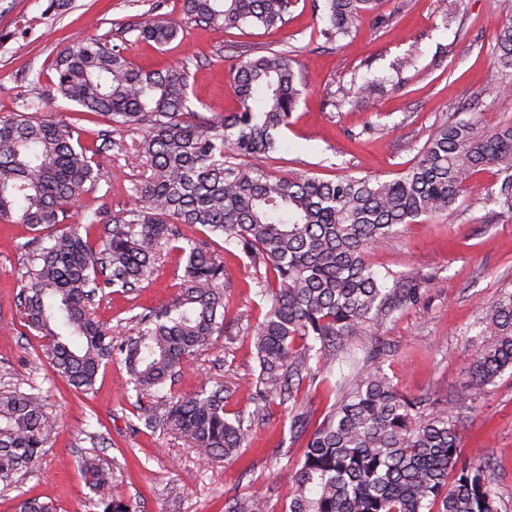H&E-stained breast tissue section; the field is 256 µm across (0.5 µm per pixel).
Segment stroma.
Listing matches in <instances>:
<instances>
[{"label":"stroma","instance_id":"35a3bbf8","mask_svg":"<svg viewBox=\"0 0 512 512\" xmlns=\"http://www.w3.org/2000/svg\"><path fill=\"white\" fill-rule=\"evenodd\" d=\"M50 0H0V118L19 111L22 100L40 104L42 115H78L81 140L100 148L98 189L72 209L79 224L85 209L120 216L134 205V185L143 170L128 145L104 144L109 121L76 114L75 107L51 88V64L72 42L109 32L116 22L150 18L182 21L180 0H66L49 11ZM397 11L392 28L364 19L350 37L329 43L318 35L322 21L312 0H299L277 29L246 27L229 32L185 24L182 40L158 48L124 35L125 55L143 67L186 63L189 98L204 113L236 111L233 72L241 50L295 52L303 95L282 133L283 146L268 165L278 175L306 171L323 179L351 174L397 177L417 158L434 131L451 120L480 113L490 127L512 123V85L502 82L492 55L503 18L498 0H465L447 16L445 0H386ZM413 66L395 70L398 58ZM377 80L374 100L353 98L334 104L332 93L351 80ZM483 191L458 212L396 226L387 243L369 260L380 274L418 272L416 296L394 310L378 334L357 337L355 351L383 346V368L399 389L423 395L437 406L454 405L468 385L467 371L489 342L478 321L483 307L512 291V213L490 199L502 180L491 169L472 175ZM32 232L22 224L0 223V387L39 386L59 427L38 467L0 485V512H14L22 497L52 503L56 512H94V498L78 467L82 456H97L115 468L137 512H224L229 496H263L269 512H285L287 490L280 469L300 461L305 438L290 432L293 415L320 422L327 405L319 380L304 378L291 406L267 405L243 448L233 456L206 460L169 429L140 427L125 392L124 359L113 356L99 373L93 392H77L53 370L43 341L24 327L17 307ZM254 268L238 250L224 255V325L216 345L200 351L178 376L174 390L198 391L209 380L236 382L227 412L252 411L256 376L253 327L268 308L257 291ZM180 290L175 257L159 261L139 288L115 293L96 311L113 330L127 333L131 319ZM463 455L485 450L501 512H512V372L488 385L466 412Z\"/></svg>","mask_w":512,"mask_h":512}]
</instances>
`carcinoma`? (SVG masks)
<instances>
[{"mask_svg":"<svg viewBox=\"0 0 512 512\" xmlns=\"http://www.w3.org/2000/svg\"><path fill=\"white\" fill-rule=\"evenodd\" d=\"M323 2L319 34L329 42L350 36L365 15L382 27L390 22L384 0ZM295 4L182 0V12L212 30L269 28L285 24ZM500 8L505 22L493 50L506 73L512 0H500ZM127 30L158 47L182 32L156 19ZM295 65L286 52L241 54L233 78L239 110L207 116L189 106L185 65L139 67L107 34L60 53L56 93L81 113L107 118L117 132L138 133L134 149L145 170L134 186L136 207L112 218L94 247L88 237L103 219L100 210L84 213V224L56 226L96 188L97 152L81 144L73 121L43 118L31 101L0 119V223L25 224L40 240L21 278L24 326L44 340L58 376L85 393L112 352L124 355L127 391L145 426L166 425L204 457L230 456L249 426L239 413L228 417V382L191 395L166 389L190 357L224 332V261L212 246L218 237L273 275L257 281L269 309L254 327L259 373L251 417L261 416L270 400L293 398L305 373L320 377L333 398L303 460L282 469L288 512H500L491 474L462 455L459 414L427 413L424 399L401 392L380 364V347L364 352L350 374L335 380L333 372L336 354L350 355V339L384 324L392 311L399 289L384 286L367 255L397 225L454 213L472 192L468 177L487 168L505 174L495 199L512 212V124L488 128L475 114L448 122L392 180L278 176L265 159L279 150L301 95ZM377 87L374 80H353L338 89V101L369 97ZM179 224L199 225L211 238L182 246ZM173 251L184 263L178 296L141 315L134 335L114 338L92 312V296L136 288ZM479 325L491 342L468 370L463 402L512 370V292L487 307ZM58 424L38 387L0 390V483L8 486L38 465ZM79 468L99 512H134L101 459L85 456ZM15 512H53V506L23 498ZM226 512H268V505L235 499Z\"/></svg>","mask_w":512,"mask_h":512,"instance_id":"1","label":"carcinoma"}]
</instances>
